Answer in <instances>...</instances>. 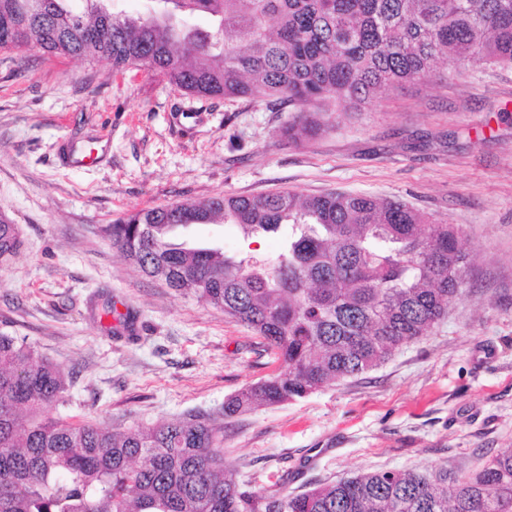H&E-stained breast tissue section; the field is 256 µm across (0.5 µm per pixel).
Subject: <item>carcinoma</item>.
I'll list each match as a JSON object with an SVG mask.
<instances>
[{
  "mask_svg": "<svg viewBox=\"0 0 512 512\" xmlns=\"http://www.w3.org/2000/svg\"><path fill=\"white\" fill-rule=\"evenodd\" d=\"M156 2L141 15L112 0H0V49L145 66L198 97L286 103L295 144L326 129L329 107L425 79L442 53L512 64V0ZM198 13L210 29L187 23ZM219 222L277 234L281 249L267 261L173 241L179 227ZM102 232L146 276L251 329L278 368L218 416L110 431L52 416L62 371L0 334V512H512V451L464 476L378 471L296 495L241 491L224 465V422L362 374L431 331L468 264L453 226L365 194L282 191L144 209ZM21 245L18 226L0 223V262Z\"/></svg>",
  "mask_w": 512,
  "mask_h": 512,
  "instance_id": "cac0c4a2",
  "label": "carcinoma"
}]
</instances>
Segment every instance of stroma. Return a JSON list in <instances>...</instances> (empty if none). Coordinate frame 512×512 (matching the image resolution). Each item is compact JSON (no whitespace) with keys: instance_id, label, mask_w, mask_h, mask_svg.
Segmentation results:
<instances>
[{"instance_id":"stroma-1","label":"stroma","mask_w":512,"mask_h":512,"mask_svg":"<svg viewBox=\"0 0 512 512\" xmlns=\"http://www.w3.org/2000/svg\"><path fill=\"white\" fill-rule=\"evenodd\" d=\"M292 114L198 98L143 68L0 50V213L20 230L0 264V333L67 377L58 416L108 429L219 411L276 365L250 329L142 274L102 232L141 209L208 197L358 192L460 232L471 263L427 336L378 367L224 426L240 489L300 493L345 475L474 468L512 450V66L440 57L292 145ZM109 152L71 168L65 142ZM175 239L248 248L233 224ZM131 329L100 318L104 301Z\"/></svg>"}]
</instances>
